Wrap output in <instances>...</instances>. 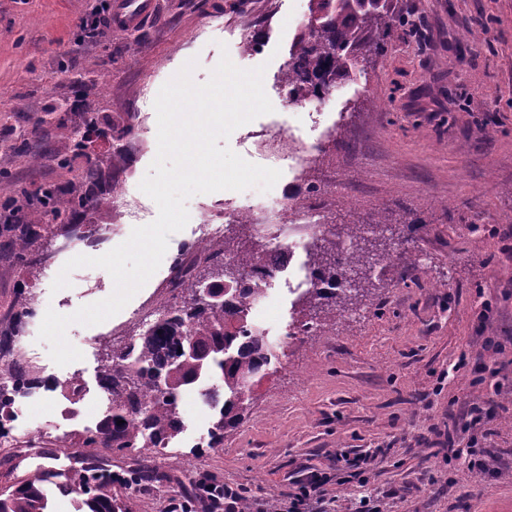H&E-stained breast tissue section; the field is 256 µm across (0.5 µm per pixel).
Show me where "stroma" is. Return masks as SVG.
<instances>
[{
	"label": "stroma",
	"mask_w": 512,
	"mask_h": 512,
	"mask_svg": "<svg viewBox=\"0 0 512 512\" xmlns=\"http://www.w3.org/2000/svg\"><path fill=\"white\" fill-rule=\"evenodd\" d=\"M153 2L135 28L116 23L98 36L92 26L105 0H0V320L13 316L26 286L63 315L113 293L112 277L96 267L73 270L60 291L51 286L69 259L104 255L155 221L158 207L139 188L158 150L154 101L187 61L202 84L225 55L242 69L264 67L274 107L235 129L227 146L265 167L257 147L265 131L319 142L311 171L336 181L327 220L366 224L386 214L421 262L395 258L374 274L343 331L287 341L222 447L193 452L212 413L197 391L185 393L184 432L148 461L167 481L122 485L118 497L129 512H168L214 480L238 490L250 512H296L294 498L316 470L329 482L312 512H512V0H402L415 29L395 30L386 53L304 107L288 102L279 81L311 18L309 0H248L244 17L234 0ZM250 30L263 37L255 51L242 40ZM90 113L102 134L75 150L59 130L82 136ZM49 186L102 203L65 232L37 199ZM118 187L130 214L106 204ZM258 194L189 198L187 225L126 306L103 323L68 327L82 360L56 365L28 327L27 360L53 385L17 401V440L37 452L58 442L55 421L72 431L97 416L104 347L140 332L142 303L165 287L202 218L223 223L225 201ZM46 223L52 245L31 287L2 245L15 229ZM295 299L283 279L256 305L270 342L284 339ZM75 374L81 419L65 421L61 387ZM468 401L482 408L473 426L463 416ZM471 441L487 464L480 478L445 455L448 443ZM340 450L358 465L337 466Z\"/></svg>",
	"instance_id": "obj_1"
}]
</instances>
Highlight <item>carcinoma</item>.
Masks as SVG:
<instances>
[{
  "label": "carcinoma",
  "instance_id": "1",
  "mask_svg": "<svg viewBox=\"0 0 512 512\" xmlns=\"http://www.w3.org/2000/svg\"><path fill=\"white\" fill-rule=\"evenodd\" d=\"M398 0H311L313 22L294 43L297 64L292 78L291 100L301 102L346 79L361 62L384 53L393 32L412 24ZM42 203L57 218L98 202L82 195L66 196L54 188L42 192ZM368 228L364 224L334 223L309 237L305 265L315 266L317 280L336 284V268L344 270L339 291V311L365 290L383 258L362 245ZM350 247H345V239ZM14 255L31 274L40 271L44 246L39 232L31 227L11 242ZM268 245L250 236L241 242L223 238L206 244L190 262L178 267L177 301L142 325L136 344L104 351L98 359L99 383L104 412L93 424L83 427L68 445L75 461L77 480L60 483L48 468L30 472L15 485L0 489V512H50L53 496L75 495L77 512H128L127 505L112 493V456L162 453L184 428L180 410L183 394L198 391L214 412L208 429V447L224 444V433L242 422L253 403L252 386L274 356L273 346L263 335H253L241 323L234 329L224 325L228 318L244 319L247 309L227 302L201 299L202 280L254 303L262 298L259 288L243 285L241 269L260 261ZM236 262L224 263V252ZM205 263L207 273L197 272ZM324 297L318 288L298 293L301 308L312 307ZM19 312L7 323L0 322V337L19 335L24 318L30 314L29 299L18 297ZM0 374L7 376L11 389L0 386V430L14 418L17 396L41 384L40 377L25 360L17 358L0 343ZM123 424H117V421ZM126 482L159 481L163 476L136 467L122 475Z\"/></svg>",
  "mask_w": 512,
  "mask_h": 512
}]
</instances>
